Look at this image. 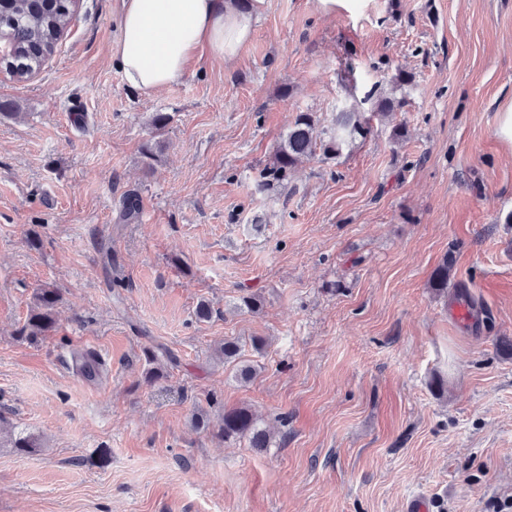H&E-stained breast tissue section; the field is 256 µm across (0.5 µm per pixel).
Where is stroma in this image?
Instances as JSON below:
<instances>
[{
	"mask_svg": "<svg viewBox=\"0 0 512 512\" xmlns=\"http://www.w3.org/2000/svg\"><path fill=\"white\" fill-rule=\"evenodd\" d=\"M117 8L78 0L39 71H0V417L46 439L0 447V512L512 503V143L496 133L512 0H265L232 64L197 56L148 98L112 58ZM400 69L406 105L366 141L255 191L298 113L329 124ZM156 112L173 120L155 134ZM442 263L444 297L428 286ZM44 287L62 295L56 328L31 344L18 331ZM246 294L259 311L238 309ZM462 297L473 324L450 315ZM254 336L267 347L244 384L215 350ZM152 346L171 357L153 384ZM241 405L263 451L217 434Z\"/></svg>",
	"mask_w": 512,
	"mask_h": 512,
	"instance_id": "obj_1",
	"label": "stroma"
}]
</instances>
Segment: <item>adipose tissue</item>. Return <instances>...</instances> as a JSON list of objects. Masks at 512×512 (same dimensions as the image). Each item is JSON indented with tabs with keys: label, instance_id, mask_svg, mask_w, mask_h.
I'll return each mask as SVG.
<instances>
[{
	"label": "adipose tissue",
	"instance_id": "adipose-tissue-1",
	"mask_svg": "<svg viewBox=\"0 0 512 512\" xmlns=\"http://www.w3.org/2000/svg\"><path fill=\"white\" fill-rule=\"evenodd\" d=\"M265 0H122L112 54L124 82L143 96L181 82L199 50L229 63L252 33Z\"/></svg>",
	"mask_w": 512,
	"mask_h": 512
}]
</instances>
